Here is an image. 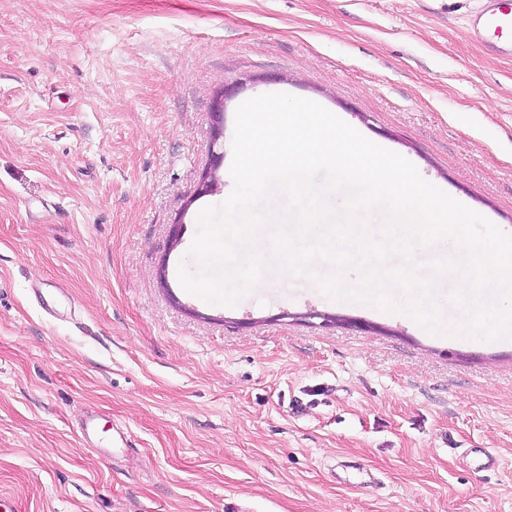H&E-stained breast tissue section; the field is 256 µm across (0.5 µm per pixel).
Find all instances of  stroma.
I'll return each mask as SVG.
<instances>
[{"label": "stroma", "mask_w": 512, "mask_h": 512, "mask_svg": "<svg viewBox=\"0 0 512 512\" xmlns=\"http://www.w3.org/2000/svg\"><path fill=\"white\" fill-rule=\"evenodd\" d=\"M475 7L0 0V497L19 512H512V342L432 335L304 276L269 275L234 307L177 276L196 267L200 209L234 187L222 163L219 189L183 208L227 87L224 155L243 101L294 94L512 235V58L472 39ZM89 415L112 447L82 439ZM469 448L497 469L466 466Z\"/></svg>", "instance_id": "1"}]
</instances>
